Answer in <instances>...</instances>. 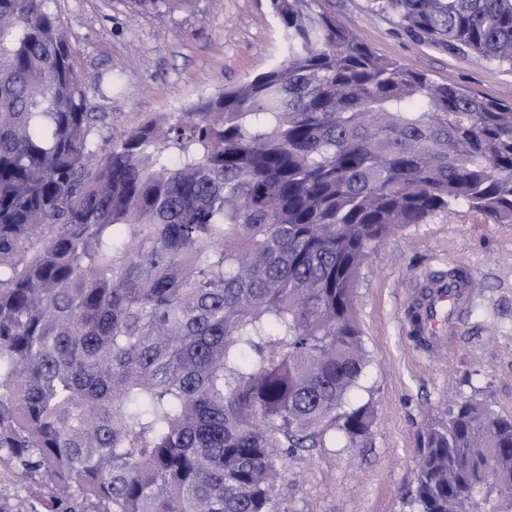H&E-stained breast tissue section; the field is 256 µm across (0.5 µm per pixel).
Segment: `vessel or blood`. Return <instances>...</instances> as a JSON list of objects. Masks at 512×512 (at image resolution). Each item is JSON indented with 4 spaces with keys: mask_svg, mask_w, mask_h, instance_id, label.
<instances>
[{
    "mask_svg": "<svg viewBox=\"0 0 512 512\" xmlns=\"http://www.w3.org/2000/svg\"><path fill=\"white\" fill-rule=\"evenodd\" d=\"M470 294L468 284L438 276L428 279L426 289L412 306L409 319L410 331L422 349L452 347L457 335L456 325L443 321L439 311L446 305L453 311L463 312L469 304Z\"/></svg>",
    "mask_w": 512,
    "mask_h": 512,
    "instance_id": "b4317fda",
    "label": "vessel or blood"
}]
</instances>
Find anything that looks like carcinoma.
Returning a JSON list of instances; mask_svg holds the SVG:
<instances>
[{
    "instance_id": "1",
    "label": "carcinoma",
    "mask_w": 512,
    "mask_h": 512,
    "mask_svg": "<svg viewBox=\"0 0 512 512\" xmlns=\"http://www.w3.org/2000/svg\"><path fill=\"white\" fill-rule=\"evenodd\" d=\"M512 64V0H370ZM270 70L98 140L47 0H0V451L42 512H287L288 452L373 413L355 317L371 248L466 204L512 224V103L270 0ZM410 512H512V418L429 426Z\"/></svg>"
}]
</instances>
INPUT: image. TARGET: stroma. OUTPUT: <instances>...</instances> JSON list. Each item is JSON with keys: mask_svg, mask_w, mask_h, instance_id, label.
<instances>
[{"mask_svg": "<svg viewBox=\"0 0 512 512\" xmlns=\"http://www.w3.org/2000/svg\"><path fill=\"white\" fill-rule=\"evenodd\" d=\"M382 57L434 81L512 101V67L433 46L374 12L369 0H319ZM70 34L72 61L89 86L101 133L132 131L147 118L189 109L201 98L269 70L284 57L269 0H193L147 11L137 0H48ZM464 269L476 282L454 346L423 352L405 310L422 279ZM369 360L355 406H369L367 440L289 453L280 498L286 512H408L428 424L461 397L512 416V224H492L459 205L399 229L370 250L355 290ZM0 505L41 512L39 499L0 459Z\"/></svg>", "mask_w": 512, "mask_h": 512, "instance_id": "35a3bbf8", "label": "stroma"}]
</instances>
